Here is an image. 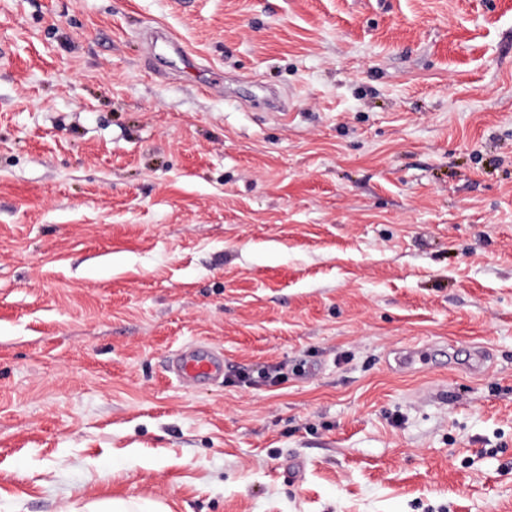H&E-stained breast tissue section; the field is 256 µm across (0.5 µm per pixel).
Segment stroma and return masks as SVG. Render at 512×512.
I'll return each instance as SVG.
<instances>
[{
  "label": "stroma",
  "instance_id": "obj_1",
  "mask_svg": "<svg viewBox=\"0 0 512 512\" xmlns=\"http://www.w3.org/2000/svg\"><path fill=\"white\" fill-rule=\"evenodd\" d=\"M102 499L512 512V0H0V512ZM169 362L170 374L186 388L224 377V354L203 343L175 351Z\"/></svg>",
  "mask_w": 512,
  "mask_h": 512
}]
</instances>
